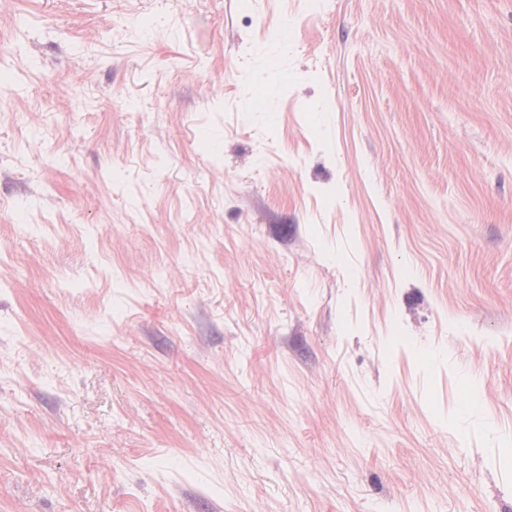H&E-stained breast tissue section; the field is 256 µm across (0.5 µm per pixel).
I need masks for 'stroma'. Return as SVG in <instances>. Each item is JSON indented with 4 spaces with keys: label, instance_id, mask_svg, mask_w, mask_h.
<instances>
[{
    "label": "stroma",
    "instance_id": "35a3bbf8",
    "mask_svg": "<svg viewBox=\"0 0 512 512\" xmlns=\"http://www.w3.org/2000/svg\"><path fill=\"white\" fill-rule=\"evenodd\" d=\"M0 512H512V0H0Z\"/></svg>",
    "mask_w": 512,
    "mask_h": 512
}]
</instances>
